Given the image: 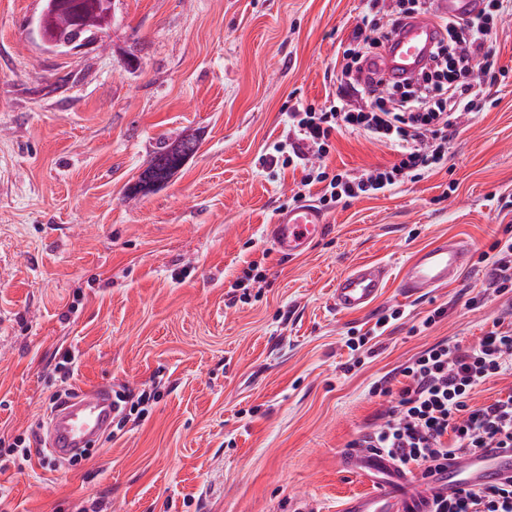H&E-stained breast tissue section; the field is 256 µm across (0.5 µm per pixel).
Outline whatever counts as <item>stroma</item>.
Instances as JSON below:
<instances>
[{
  "mask_svg": "<svg viewBox=\"0 0 512 512\" xmlns=\"http://www.w3.org/2000/svg\"><path fill=\"white\" fill-rule=\"evenodd\" d=\"M42 0H0V512H334L361 490L340 467L388 406L373 394L430 344H471L505 297L471 310L482 264L410 300L388 287L368 312L337 313V277L363 262L398 274L441 236L474 254L512 235V16L493 34L508 75L490 85L448 164L327 211L308 251L278 254L268 224L302 178L263 164L296 100L323 106L361 0H112V23L80 50L43 49ZM197 154L165 188L127 189L160 146ZM394 152L336 135L330 170L392 165ZM265 257L259 297L241 301ZM444 314L431 329L414 325ZM404 316L377 356L349 368V331ZM73 390L111 384L162 397L114 440L55 470L12 454L42 447L65 350Z\"/></svg>",
  "mask_w": 512,
  "mask_h": 512,
  "instance_id": "stroma-1",
  "label": "stroma"
}]
</instances>
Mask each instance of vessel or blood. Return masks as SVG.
Masks as SVG:
<instances>
[{
    "label": "vessel or blood",
    "mask_w": 512,
    "mask_h": 512,
    "mask_svg": "<svg viewBox=\"0 0 512 512\" xmlns=\"http://www.w3.org/2000/svg\"><path fill=\"white\" fill-rule=\"evenodd\" d=\"M478 8L477 0H433V12L405 20L395 29L383 55L371 57L365 69L379 78H413L427 61L441 36L439 18H466ZM326 219L311 203L282 212L268 228L280 254L295 256L323 234ZM472 258L467 244L443 238L416 250L402 265L401 294L415 299L446 287ZM387 286L384 270L374 264L355 266L337 278L332 293L338 312L356 313L370 307ZM115 412L108 384L87 388L56 407L49 425V447L60 459H68L95 444L109 427ZM343 466L364 484L363 490L344 497L336 512H430L434 498L452 494L461 484L485 487L512 479V450L492 448L482 454L461 453L450 457L448 467L435 478L402 469L378 448H357L346 454Z\"/></svg>",
    "instance_id": "vessel-or-blood-1"
}]
</instances>
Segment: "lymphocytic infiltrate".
<instances>
[{
  "mask_svg": "<svg viewBox=\"0 0 512 512\" xmlns=\"http://www.w3.org/2000/svg\"><path fill=\"white\" fill-rule=\"evenodd\" d=\"M431 4L432 0H400L396 5L390 0H364L343 52L335 95L320 109L295 104L286 114L285 138L265 158L271 169H302L295 199L316 185L322 207L329 209L345 198L391 191L405 178L447 163L451 137L469 126L481 109L484 76L501 71L488 37L494 17L512 13V0H490L466 19H441L444 38L430 56L436 72L425 85L366 79L362 66L367 48L381 46L399 21L428 13ZM343 131L392 147L395 162L359 174L328 171L325 159L331 137ZM480 260L493 293L501 296L512 290V236L494 241ZM400 373V388H393L388 376L375 383L374 393L393 396L394 403L384 421L358 440V447L386 449L402 468L427 475L460 451L512 448V390L487 404L470 403L479 386L512 375V322L495 321L474 345L438 341L411 358ZM433 512H512V482L458 487L437 499Z\"/></svg>",
  "mask_w": 512,
  "mask_h": 512,
  "instance_id": "f902f5d3",
  "label": "lymphocytic infiltrate"
}]
</instances>
